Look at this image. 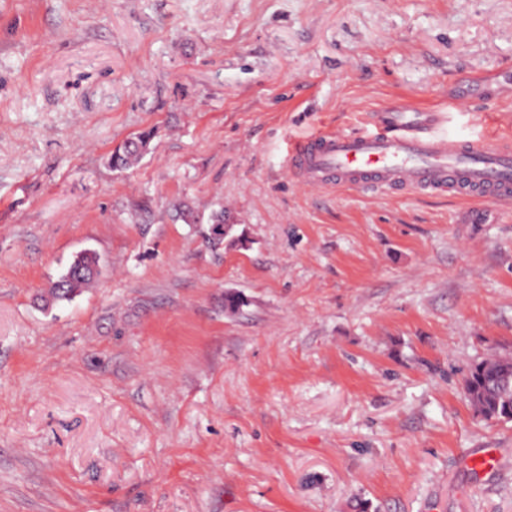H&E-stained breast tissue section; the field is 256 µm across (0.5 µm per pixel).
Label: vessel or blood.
Instances as JSON below:
<instances>
[{"label":"vessel or blood","mask_w":512,"mask_h":512,"mask_svg":"<svg viewBox=\"0 0 512 512\" xmlns=\"http://www.w3.org/2000/svg\"><path fill=\"white\" fill-rule=\"evenodd\" d=\"M443 113L388 107L371 126L350 134L320 132L295 141L288 168L313 188L414 191L479 202L482 209L512 199V141H460L437 134Z\"/></svg>","instance_id":"vessel-or-blood-1"}]
</instances>
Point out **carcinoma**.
Listing matches in <instances>:
<instances>
[{
	"mask_svg": "<svg viewBox=\"0 0 512 512\" xmlns=\"http://www.w3.org/2000/svg\"><path fill=\"white\" fill-rule=\"evenodd\" d=\"M149 142L153 133L144 131L133 135L110 155L115 170L136 167L145 153L133 146L132 139ZM224 209L211 212L208 223L217 241L232 236L233 225H224ZM97 257L86 253L75 258L59 278L52 282L40 300L47 304L70 301L95 282ZM466 399L474 412L485 420L512 421V353L491 355L471 368L464 379Z\"/></svg>",
	"mask_w": 512,
	"mask_h": 512,
	"instance_id": "cac0c4a2",
	"label": "carcinoma"
}]
</instances>
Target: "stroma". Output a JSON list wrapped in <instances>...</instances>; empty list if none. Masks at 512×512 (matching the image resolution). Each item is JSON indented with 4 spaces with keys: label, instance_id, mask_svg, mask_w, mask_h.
<instances>
[{
    "label": "stroma",
    "instance_id": "stroma-1",
    "mask_svg": "<svg viewBox=\"0 0 512 512\" xmlns=\"http://www.w3.org/2000/svg\"><path fill=\"white\" fill-rule=\"evenodd\" d=\"M511 81L512 0H0V512H512V422L463 390L512 351V204L287 162L391 104L512 138ZM152 138L153 133L150 131H144L128 138L110 155L109 162L112 168L115 170L124 171L136 167L141 162L146 153H143L134 147L132 140L137 139L140 142L146 141L148 142L149 147ZM98 266L97 257L85 253L75 258L59 278L52 282L40 300L46 304L71 301L95 282Z\"/></svg>",
    "mask_w": 512,
    "mask_h": 512
}]
</instances>
